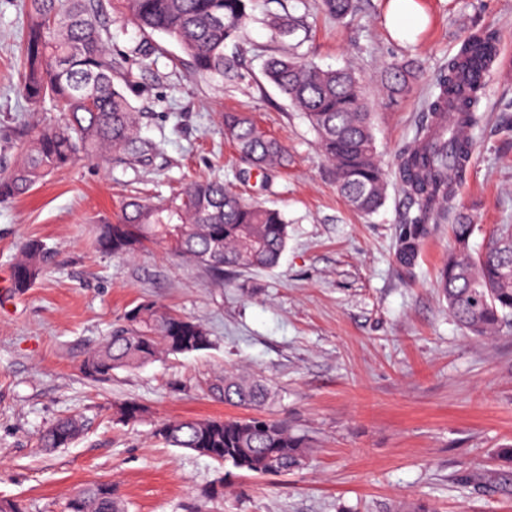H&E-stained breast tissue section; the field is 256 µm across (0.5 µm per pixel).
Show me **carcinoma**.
Instances as JSON below:
<instances>
[{"label":"carcinoma","instance_id":"obj_1","mask_svg":"<svg viewBox=\"0 0 512 512\" xmlns=\"http://www.w3.org/2000/svg\"><path fill=\"white\" fill-rule=\"evenodd\" d=\"M255 0H118L122 13L143 32L175 39L189 57L194 74L221 75L239 85L246 81L226 44L246 27ZM328 14L342 19L356 0H323ZM27 25L22 44L20 91L28 105L50 101L60 117L38 127L22 162L0 177V201L27 194L47 175L80 158L105 155L138 158L152 144L138 134L139 116L128 93L135 90L130 59L115 55L110 29L101 21L100 0H26ZM281 53L266 64L264 76L304 113L317 134V149L331 163L336 185L349 205L363 215L379 209L387 181L376 159L372 106L354 69L323 70L294 52L286 39L296 33L286 15L272 21ZM496 32L469 36L440 74L428 103L430 121L413 146L403 151L397 174L409 205L395 253L409 266L430 231L447 214L455 251L441 270L439 288L449 315L470 335L486 339L512 321V225H503L482 250L470 242L481 232L456 203V188L473 154L468 132L477 128L480 72L497 55ZM413 79L409 63H395L385 74L394 96ZM224 134L257 168L284 165L286 151L244 112L224 113ZM288 224L282 212L244 201L216 179L190 183L159 201L126 199L116 221L97 225L99 248L131 256L145 243H163L174 255L205 266L217 284L224 270H270L286 249ZM46 246L30 240L14 267V288L23 291L38 279ZM213 345L200 323L143 300L125 312L123 323L83 361L86 376L97 379L119 369H137L164 356L191 354ZM209 389L226 404L262 407L274 397L270 385L246 373L226 372ZM81 421H57L41 437L45 448L70 444ZM155 435L165 444L206 456L224 466L262 475L299 469L308 443L285 423L267 417L184 418L161 423ZM74 512H123L110 483L88 484L74 499Z\"/></svg>","mask_w":512,"mask_h":512}]
</instances>
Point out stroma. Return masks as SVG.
Listing matches in <instances>:
<instances>
[{
	"instance_id": "1",
	"label": "stroma",
	"mask_w": 512,
	"mask_h": 512,
	"mask_svg": "<svg viewBox=\"0 0 512 512\" xmlns=\"http://www.w3.org/2000/svg\"><path fill=\"white\" fill-rule=\"evenodd\" d=\"M426 23L398 38L389 0H358L338 20L322 0H258L239 46L250 83L190 76L173 39L140 32L103 0L112 51L156 46L154 63L134 70L139 135L154 148L130 159L80 160L33 190L0 203V500L25 512H65L91 482L116 488L128 512H512V326L493 339L468 334L448 314L437 281L455 244L450 219L432 225L416 262L395 252L407 213L394 175L398 154L425 125L436 80L464 38L489 27L498 60L482 91L483 121L457 201L484 235L512 224V0H417ZM293 16L296 51L325 70L355 69L373 101V132L387 178L370 216L340 195L305 115L263 74L280 43L272 17ZM26 28L23 0H0V174L22 160L49 107H28L18 90ZM413 61L407 92L380 96L388 64ZM247 113L288 151L262 175L224 138V114ZM218 178L246 200L279 209L288 243L271 270L210 273L149 244L134 256L101 252L95 224L114 218L138 192L167 196ZM48 248L43 274L27 291L12 286L20 245ZM151 300L210 332V349L171 355L135 370L91 379L82 372L126 311ZM246 367L274 392L267 416L305 436L306 465L259 476L163 444L155 429L179 418L242 417L212 394L224 370ZM137 403V420L112 406ZM76 415L82 433L47 450L40 436ZM223 484L224 495L206 491Z\"/></svg>"
}]
</instances>
